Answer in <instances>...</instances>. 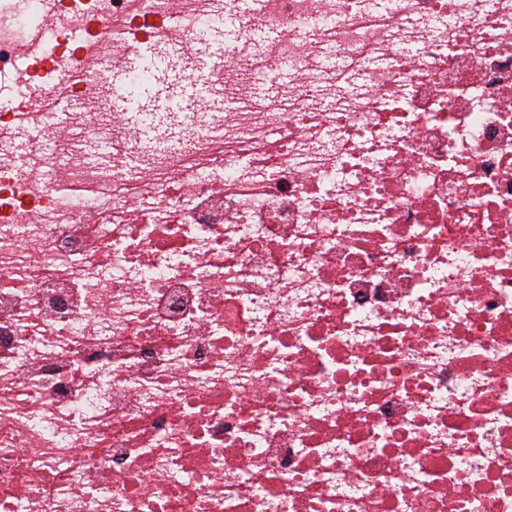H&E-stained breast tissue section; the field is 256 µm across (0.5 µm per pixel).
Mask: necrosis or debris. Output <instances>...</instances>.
Listing matches in <instances>:
<instances>
[{"mask_svg": "<svg viewBox=\"0 0 512 512\" xmlns=\"http://www.w3.org/2000/svg\"><path fill=\"white\" fill-rule=\"evenodd\" d=\"M62 0L0 113V512H512V0ZM139 43L227 109L141 148ZM290 83L270 98L259 80ZM153 50L146 45L142 46L129 56L125 70L110 74L112 112H127L131 123L137 127H139L140 113L153 112L148 106V100L162 91V75L167 66V59L165 56L154 54ZM137 57L141 60L140 69L133 66V61ZM143 70L149 73L148 79L132 86L127 78L128 73ZM105 107L111 112L108 101Z\"/></svg>", "mask_w": 512, "mask_h": 512, "instance_id": "necrosis-or-debris-1", "label": "necrosis or debris"}]
</instances>
